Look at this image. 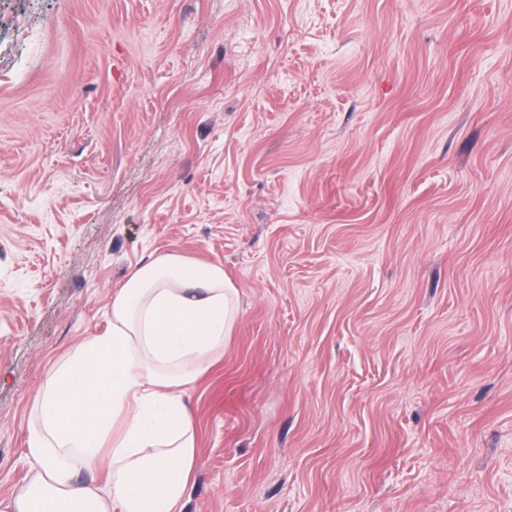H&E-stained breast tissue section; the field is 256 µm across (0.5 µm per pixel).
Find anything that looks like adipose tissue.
Returning a JSON list of instances; mask_svg holds the SVG:
<instances>
[{
    "label": "adipose tissue",
    "instance_id": "adipose-tissue-1",
    "mask_svg": "<svg viewBox=\"0 0 512 512\" xmlns=\"http://www.w3.org/2000/svg\"><path fill=\"white\" fill-rule=\"evenodd\" d=\"M238 290L222 265L162 254L112 294L108 333L48 370L29 472L0 512H184L197 431L187 390L224 351ZM108 463L100 488L81 473Z\"/></svg>",
    "mask_w": 512,
    "mask_h": 512
}]
</instances>
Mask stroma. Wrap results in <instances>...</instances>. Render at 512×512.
<instances>
[{
  "mask_svg": "<svg viewBox=\"0 0 512 512\" xmlns=\"http://www.w3.org/2000/svg\"><path fill=\"white\" fill-rule=\"evenodd\" d=\"M163 253L239 290L186 512H512V0H0V499Z\"/></svg>",
  "mask_w": 512,
  "mask_h": 512,
  "instance_id": "35a3bbf8",
  "label": "stroma"
}]
</instances>
